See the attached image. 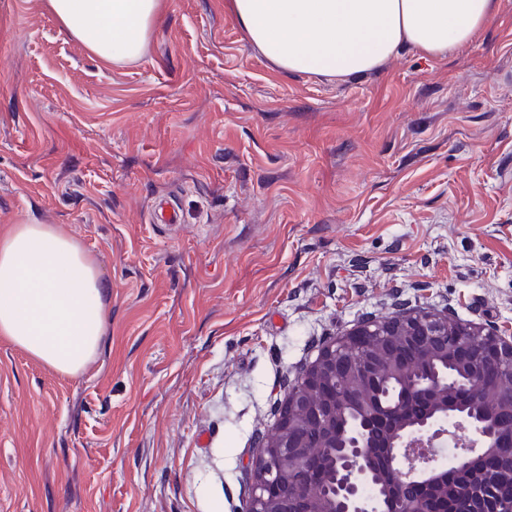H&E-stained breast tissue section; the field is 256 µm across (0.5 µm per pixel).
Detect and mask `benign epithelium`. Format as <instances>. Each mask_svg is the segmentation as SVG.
Listing matches in <instances>:
<instances>
[{
	"instance_id": "7a95c632",
	"label": "benign epithelium",
	"mask_w": 512,
	"mask_h": 512,
	"mask_svg": "<svg viewBox=\"0 0 512 512\" xmlns=\"http://www.w3.org/2000/svg\"><path fill=\"white\" fill-rule=\"evenodd\" d=\"M447 421L460 440L449 471L485 461L512 494V336L432 312L366 322L288 390L246 512H440L431 459Z\"/></svg>"
}]
</instances>
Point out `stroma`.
<instances>
[{"label": "stroma", "mask_w": 512, "mask_h": 512, "mask_svg": "<svg viewBox=\"0 0 512 512\" xmlns=\"http://www.w3.org/2000/svg\"><path fill=\"white\" fill-rule=\"evenodd\" d=\"M180 199L183 226L146 223ZM96 262L101 352L0 337V512H245L300 369L362 323L512 328V0L441 58L289 74L230 0H167L112 63L48 0H0V231Z\"/></svg>", "instance_id": "35a3bbf8"}]
</instances>
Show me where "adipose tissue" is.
I'll use <instances>...</instances> for the list:
<instances>
[{
    "label": "adipose tissue",
    "mask_w": 512,
    "mask_h": 512,
    "mask_svg": "<svg viewBox=\"0 0 512 512\" xmlns=\"http://www.w3.org/2000/svg\"><path fill=\"white\" fill-rule=\"evenodd\" d=\"M166 0H49L61 27L98 58H138ZM251 43L290 73L338 78L410 47L439 58L471 41L494 0H231ZM100 274L80 243L51 224L0 234V336L55 371L94 358L107 311Z\"/></svg>",
    "instance_id": "obj_1"
}]
</instances>
